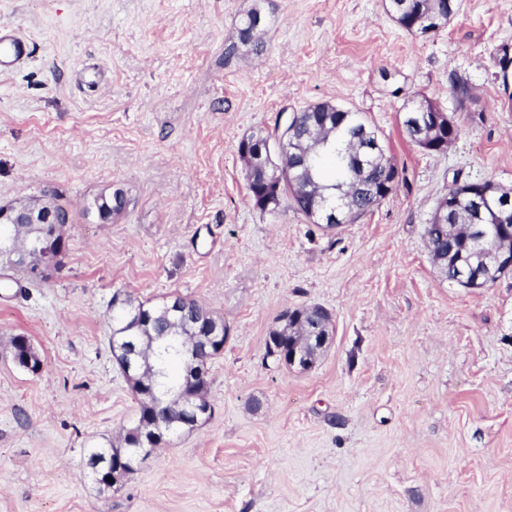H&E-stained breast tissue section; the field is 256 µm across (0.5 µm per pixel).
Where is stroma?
<instances>
[{
    "label": "stroma",
    "mask_w": 512,
    "mask_h": 512,
    "mask_svg": "<svg viewBox=\"0 0 512 512\" xmlns=\"http://www.w3.org/2000/svg\"><path fill=\"white\" fill-rule=\"evenodd\" d=\"M256 5L261 48L225 59ZM0 21L31 40L0 74V203L75 214L49 280L0 270V512H512V272L462 288L425 247L453 176L512 187V112L490 109L512 0H462L424 38L385 0H0ZM412 96L456 121L444 152L406 138ZM325 101L363 113L401 173L334 230L254 207L237 150ZM118 188L122 212L89 213ZM118 292L196 300L228 339L211 417L102 495L86 452L137 415L109 344ZM314 304L334 338L301 373L266 341ZM17 335L40 372L14 362Z\"/></svg>",
    "instance_id": "obj_1"
}]
</instances>
